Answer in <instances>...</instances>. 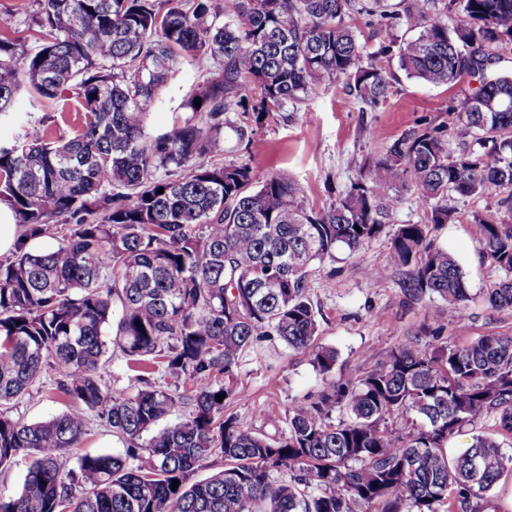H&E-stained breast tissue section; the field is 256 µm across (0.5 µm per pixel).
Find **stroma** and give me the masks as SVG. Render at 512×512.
Returning a JSON list of instances; mask_svg holds the SVG:
<instances>
[{"instance_id": "1", "label": "stroma", "mask_w": 512, "mask_h": 512, "mask_svg": "<svg viewBox=\"0 0 512 512\" xmlns=\"http://www.w3.org/2000/svg\"><path fill=\"white\" fill-rule=\"evenodd\" d=\"M211 61L182 65L161 88L151 109L146 130L163 132L175 116L185 94L212 77ZM469 77L450 89L398 75L394 93L385 105L370 112L336 86L319 91L299 110L284 106L254 131L251 160L268 172H284L308 189V200L320 206L342 194L360 163L382 151L403 131L420 121L451 125L450 109L475 90ZM75 112L47 102L33 112H21L0 122V142L11 143L29 123L47 119V136L76 130ZM437 243L448 248L464 268L472 292H480L500 277L498 270L479 257V244L470 225L455 222L435 231ZM390 240L380 237L353 257L315 265L311 299L322 314L320 344L335 348V372L348 376L373 365L379 352L405 341L427 316L428 304L406 305L394 280H367L364 269L386 264ZM443 335L460 345L486 333L512 335V311H494L480 302L446 309ZM43 386L13 406L11 414L29 422L65 412L68 401L55 389V376L46 373ZM321 377L304 353L277 343H265L247 352L238 369V390L232 409L256 429L272 431L296 399L316 393Z\"/></svg>"}]
</instances>
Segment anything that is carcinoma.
<instances>
[{
    "mask_svg": "<svg viewBox=\"0 0 512 512\" xmlns=\"http://www.w3.org/2000/svg\"><path fill=\"white\" fill-rule=\"evenodd\" d=\"M358 19L383 35L366 60ZM27 30L34 41L0 16V119L26 98L73 100L83 121L49 141L44 118L0 144V203L21 228L0 260V468L31 459L0 512H482L512 472V336L451 346L437 308L370 368L338 378L310 288L315 264L388 234L389 260L368 279L393 278L410 303L464 306L466 273L431 237L460 221L505 272L483 291L488 307L512 310V225L448 208L450 196L491 190L512 202V74L487 75L512 45V0H35ZM201 58L219 72L186 94L183 119L149 135L170 73ZM394 58L435 86L479 79L454 108L457 148L448 128L419 124L318 207L287 175L221 161L226 130L246 151L254 126L320 89L385 104L396 76L383 60ZM407 194L419 223L395 221ZM53 235L52 250L28 248ZM275 340L310 356L321 387L268 434L230 408L242 355ZM117 352L190 390L147 371L133 388L106 384L99 369ZM45 371L68 410L12 416ZM91 417L125 452L67 469ZM468 431L467 449L448 455ZM215 454L223 468L191 481Z\"/></svg>",
    "mask_w": 512,
    "mask_h": 512,
    "instance_id": "carcinoma-1",
    "label": "carcinoma"
}]
</instances>
